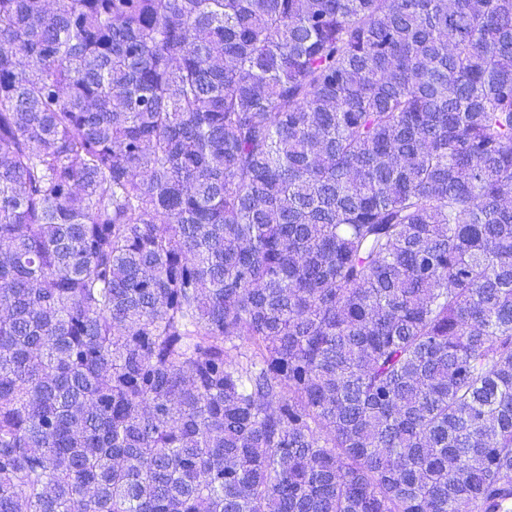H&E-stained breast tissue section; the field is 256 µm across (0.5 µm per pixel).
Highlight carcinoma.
<instances>
[{"instance_id": "carcinoma-1", "label": "carcinoma", "mask_w": 512, "mask_h": 512, "mask_svg": "<svg viewBox=\"0 0 512 512\" xmlns=\"http://www.w3.org/2000/svg\"><path fill=\"white\" fill-rule=\"evenodd\" d=\"M0 512H512V0H0Z\"/></svg>"}]
</instances>
